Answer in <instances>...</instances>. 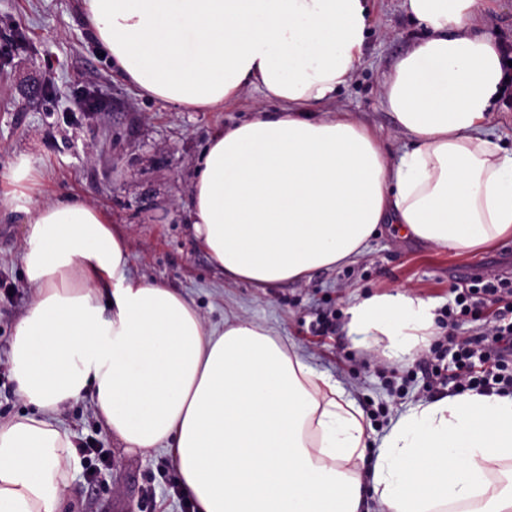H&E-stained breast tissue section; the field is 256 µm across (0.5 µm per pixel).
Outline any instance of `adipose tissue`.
I'll list each match as a JSON object with an SVG mask.
<instances>
[{"instance_id":"obj_1","label":"adipose tissue","mask_w":512,"mask_h":512,"mask_svg":"<svg viewBox=\"0 0 512 512\" xmlns=\"http://www.w3.org/2000/svg\"><path fill=\"white\" fill-rule=\"evenodd\" d=\"M488 0H402L419 31L382 80L399 134L337 108L355 79L370 0H83L113 67L191 112L259 94L196 158L186 221L224 279L267 290L355 262L380 225L428 247L512 239V148L492 136L507 60ZM20 263L32 298L11 372L28 413L0 421V512H63L80 465L59 416L91 397L127 451L171 453L195 512H512V395L418 403L367 457L369 425L336 379L265 324L205 325L193 302L132 278L129 242L67 195L30 210ZM355 347L401 362L427 349L435 306L406 290L355 298Z\"/></svg>"}]
</instances>
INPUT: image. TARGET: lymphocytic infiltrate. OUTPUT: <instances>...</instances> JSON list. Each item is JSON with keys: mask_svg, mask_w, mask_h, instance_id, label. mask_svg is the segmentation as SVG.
<instances>
[{"mask_svg": "<svg viewBox=\"0 0 512 512\" xmlns=\"http://www.w3.org/2000/svg\"><path fill=\"white\" fill-rule=\"evenodd\" d=\"M454 302L447 317L450 327H458L484 305H498L493 325L484 326L470 336L453 332L446 351L457 372L451 376L452 394L476 391L484 394H512V280L474 276L454 287Z\"/></svg>", "mask_w": 512, "mask_h": 512, "instance_id": "lymphocytic-infiltrate-1", "label": "lymphocytic infiltrate"}]
</instances>
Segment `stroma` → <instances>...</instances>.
<instances>
[{
	"instance_id": "obj_1",
	"label": "stroma",
	"mask_w": 512,
	"mask_h": 512,
	"mask_svg": "<svg viewBox=\"0 0 512 512\" xmlns=\"http://www.w3.org/2000/svg\"><path fill=\"white\" fill-rule=\"evenodd\" d=\"M416 34L400 0H373L356 79L337 99L388 144L393 120L380 104L381 76ZM36 76L43 89L30 101L25 88ZM258 99L247 91L216 112L150 102L103 56L82 0H0V194L19 195L16 209L0 211V362H9L13 325L31 300L20 264L27 212L69 194L106 209L126 233L131 276L176 289L207 326L223 327L231 314L265 323L314 369L340 380L374 440L418 402L447 395V387L428 384L442 338L392 363L354 347L346 309L354 296L404 287L432 300L446 326L453 285L475 274L512 277V242L451 252L401 238L386 224L356 264L317 271L309 282L264 292L224 281L185 222L190 175L209 136L249 118ZM23 158L40 177L21 192L9 176ZM60 421L74 442L96 440L110 462L93 483L74 473L64 512H191L171 455L127 452L99 424L90 397L69 403Z\"/></svg>"
}]
</instances>
